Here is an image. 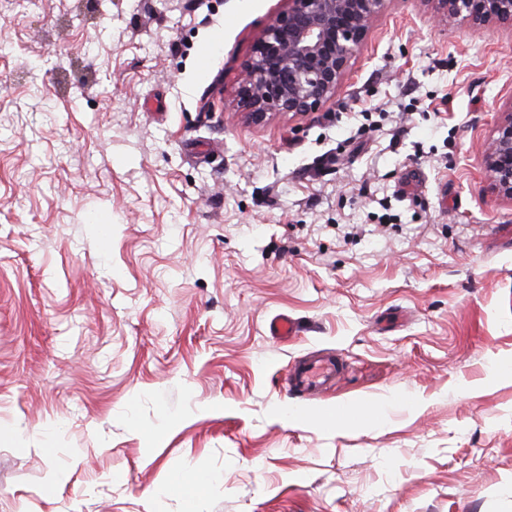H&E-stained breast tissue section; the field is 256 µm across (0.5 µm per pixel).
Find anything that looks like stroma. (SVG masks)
I'll list each match as a JSON object with an SVG mask.
<instances>
[{
  "label": "stroma",
  "instance_id": "35a3bbf8",
  "mask_svg": "<svg viewBox=\"0 0 512 512\" xmlns=\"http://www.w3.org/2000/svg\"><path fill=\"white\" fill-rule=\"evenodd\" d=\"M286 6L0 0V512H512V33L390 0L321 111L254 123ZM484 168L492 190L512 200V101L499 111L494 136L485 151ZM344 367L341 353L312 354L297 361L291 373L289 390L307 398L323 392Z\"/></svg>",
  "mask_w": 512,
  "mask_h": 512
}]
</instances>
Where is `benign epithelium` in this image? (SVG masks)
<instances>
[{"instance_id":"obj_1","label":"benign epithelium","mask_w":512,"mask_h":512,"mask_svg":"<svg viewBox=\"0 0 512 512\" xmlns=\"http://www.w3.org/2000/svg\"><path fill=\"white\" fill-rule=\"evenodd\" d=\"M389 0H288L241 67L237 108L254 122L272 112L305 115L336 96L351 60ZM435 21L512 30V0H422ZM494 192L512 200V102L499 111L484 156Z\"/></svg>"}]
</instances>
